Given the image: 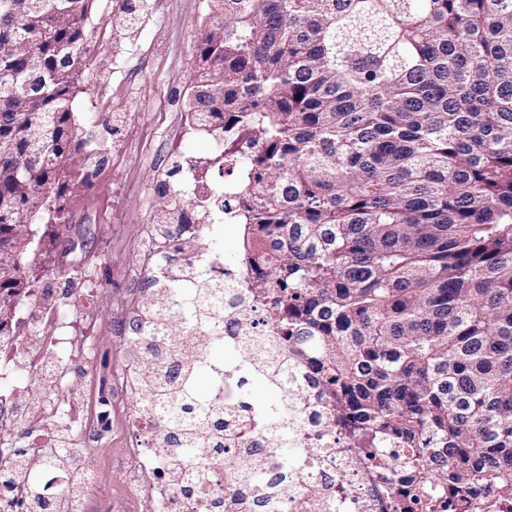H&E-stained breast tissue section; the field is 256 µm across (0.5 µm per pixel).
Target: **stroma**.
<instances>
[{
	"label": "stroma",
	"instance_id": "stroma-1",
	"mask_svg": "<svg viewBox=\"0 0 512 512\" xmlns=\"http://www.w3.org/2000/svg\"><path fill=\"white\" fill-rule=\"evenodd\" d=\"M147 15L127 27L116 0H98L86 22V82L72 104L79 133L91 146L78 154L66 212L82 232L86 260L61 263L62 240L45 241L26 270L41 306L54 307L89 293L75 317L100 330L102 366H120L128 350L131 290L151 268L140 256L146 227L161 224L185 160L202 178L227 177L210 165L211 138L191 133L188 95L198 41L212 21L209 0H148Z\"/></svg>",
	"mask_w": 512,
	"mask_h": 512
}]
</instances>
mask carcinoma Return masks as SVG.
I'll list each match as a JSON object with an SVG mask.
<instances>
[{"instance_id":"cac0c4a2","label":"carcinoma","mask_w":512,"mask_h":512,"mask_svg":"<svg viewBox=\"0 0 512 512\" xmlns=\"http://www.w3.org/2000/svg\"><path fill=\"white\" fill-rule=\"evenodd\" d=\"M94 2L0 0L1 248L65 218ZM214 2L189 113L224 134L219 167L245 173L222 207L258 251L261 312L322 365L353 463L419 476L420 512L487 483L485 512H512V0ZM28 288L5 255L1 336ZM206 367L186 384L194 416L158 398L187 454L219 427ZM281 415L263 420L291 468Z\"/></svg>"}]
</instances>
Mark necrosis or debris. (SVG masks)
<instances>
[{
	"mask_svg": "<svg viewBox=\"0 0 512 512\" xmlns=\"http://www.w3.org/2000/svg\"><path fill=\"white\" fill-rule=\"evenodd\" d=\"M223 214L206 208L200 221L178 234L148 230L142 241L144 259L157 280L174 281L180 298L216 288L209 314L224 321L229 348L256 352L280 339L264 322L251 301L252 269L248 260L225 264L212 246V233ZM179 263H171V255ZM35 314L23 336H0V512H396L402 502L398 485L385 475L360 469L340 441L338 415L330 405L331 392L321 367L293 358L291 387L285 393L288 416L298 447L304 448L310 470L301 479L283 481L282 462L267 446L266 431L257 417L244 373L226 374L210 395L220 410L224 448L213 451L211 435L202 432L201 450L179 458L166 438L164 415L153 393L178 386L183 367L202 356L196 345L204 325L178 326L174 307L137 300L131 321L129 354L114 385L137 399L138 411L126 423L127 448L112 445V402L100 397L96 335L79 336L68 309L42 310L35 298L24 299ZM51 325L53 335L42 333ZM88 378L78 402L63 395L68 373ZM21 379L35 380L42 394L22 396L14 391ZM61 422L62 437L44 434L45 422ZM51 466H43V459ZM251 464L276 485V496L239 480V465ZM120 469L126 486L112 493V471ZM197 475L195 495L184 496V478Z\"/></svg>",
	"mask_w": 512,
	"mask_h": 512,
	"instance_id": "necrosis-or-debris-1",
	"label": "necrosis or debris"
}]
</instances>
